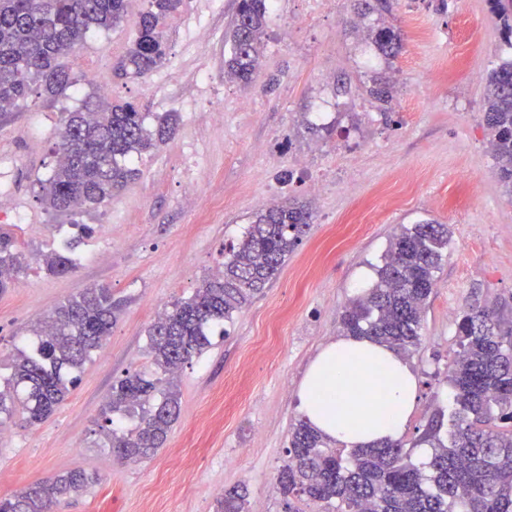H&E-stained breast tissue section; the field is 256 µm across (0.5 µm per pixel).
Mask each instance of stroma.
<instances>
[{"mask_svg": "<svg viewBox=\"0 0 512 512\" xmlns=\"http://www.w3.org/2000/svg\"><path fill=\"white\" fill-rule=\"evenodd\" d=\"M213 33L187 42L183 16L166 21L169 55L158 77L121 79L113 67L135 38L132 24L93 31L68 57L74 88L47 100L31 95L0 116V157L12 159V225L28 269L0 295V379L15 344L57 304L91 286L110 287L123 306L61 408L48 420L6 424L0 433V498L54 475L82 468L101 480L62 512H216L226 488L249 490L248 512H288L277 489L290 430L300 415L296 394L319 347L336 338L339 314L371 285L401 226L448 225L451 242L430 298L422 344L409 363L419 403L408 438L441 408L452 390L444 378L457 348L461 310L488 302L512 308V201L481 119L491 65L512 60L489 0H396L392 12L360 17L350 0H328L312 21L296 25L306 0H275L261 58L264 80L243 86L224 77V33L235 0H196ZM400 30L396 58L364 64L376 28ZM96 71L99 83L86 80ZM394 90L382 117L367 93L372 78ZM214 112H186L201 82ZM135 102L150 115L175 112L174 137L142 156L139 177L90 214L46 210L40 182L55 164L62 112L98 97ZM249 109H241V102ZM335 124L313 139L307 122ZM360 160L352 190L339 186L348 153ZM197 184L185 192L186 179ZM308 202L311 227L266 294L237 312L226 336L183 368L181 412L167 442L136 463L104 446L99 409L128 369L148 368L147 330L158 309L190 296L224 261L267 194ZM94 232L75 250L78 267L47 275L41 253L69 239L71 223Z\"/></svg>", "mask_w": 512, "mask_h": 512, "instance_id": "35a3bbf8", "label": "stroma"}]
</instances>
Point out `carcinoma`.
<instances>
[{
  "label": "carcinoma",
  "instance_id": "cac0c4a2",
  "mask_svg": "<svg viewBox=\"0 0 512 512\" xmlns=\"http://www.w3.org/2000/svg\"><path fill=\"white\" fill-rule=\"evenodd\" d=\"M130 0H0V112H10L38 91L55 98L75 84L64 59L87 32L130 20ZM182 0H148L133 19L136 38L117 65L121 77L144 78L168 54L162 22ZM512 38V0H490ZM272 0H236L225 32L224 76L250 85L261 77V57ZM376 50L395 58L402 36L392 27L373 33ZM382 115L391 112L392 91L382 78L367 89ZM491 153L502 191L512 200V60L487 73L482 105ZM178 116L155 126L130 101L96 98L63 112L56 163L42 181V201L59 214L96 212L138 175L135 159L173 134ZM308 205L295 198L253 216L240 240L224 248V263L189 297L174 301L148 330L152 372H126L112 384L100 417L105 447L123 462L160 448L180 413L178 373L211 346V329L233 320L262 296L310 228ZM72 238L42 255L51 276L72 273ZM450 243L446 224L403 226L390 239L376 280L340 313V335L367 336L409 358L421 344L424 315ZM27 269L12 232L0 227V293ZM112 289L87 288L60 303L31 329L37 342L15 347L12 373L0 389V428L15 415L31 425L53 415L102 345L116 321ZM457 346L448 367L455 409L450 428L435 414L414 445L432 448L427 467L416 465L405 443L343 448L301 419L289 436L288 459L278 474L287 497L325 505L327 512H512V315L496 304L463 309ZM135 422L124 431L114 417ZM98 480L81 468L0 498V512H55L54 507ZM247 490H224L217 512H246Z\"/></svg>",
  "mask_w": 512,
  "mask_h": 512
}]
</instances>
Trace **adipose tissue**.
Listing matches in <instances>:
<instances>
[{"label":"adipose tissue","instance_id":"adipose-tissue-1","mask_svg":"<svg viewBox=\"0 0 512 512\" xmlns=\"http://www.w3.org/2000/svg\"><path fill=\"white\" fill-rule=\"evenodd\" d=\"M418 379L396 352L365 336L323 345L297 393L303 419L348 448L403 439L418 402Z\"/></svg>","mask_w":512,"mask_h":512}]
</instances>
